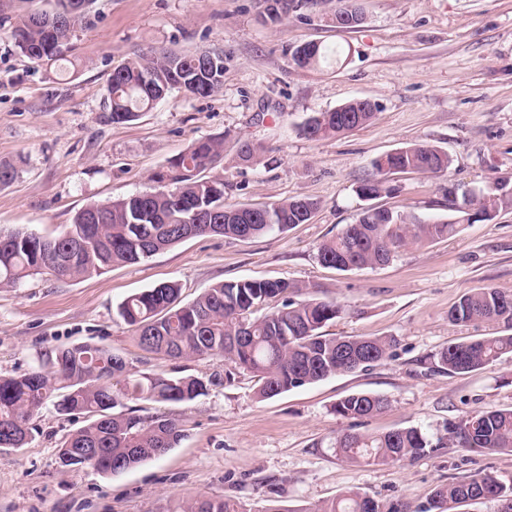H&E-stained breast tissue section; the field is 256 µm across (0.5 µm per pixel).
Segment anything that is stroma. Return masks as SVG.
<instances>
[{
	"label": "stroma",
	"instance_id": "1",
	"mask_svg": "<svg viewBox=\"0 0 512 512\" xmlns=\"http://www.w3.org/2000/svg\"><path fill=\"white\" fill-rule=\"evenodd\" d=\"M355 28L331 24L334 0L308 19L263 21L264 0H93L63 66L23 56L10 36L16 17L54 0H0V162L16 167L0 185V232L54 236L76 213L148 190L151 176L203 137L220 136L213 170L228 205L317 200L305 224L249 239L204 235L139 263L58 280L38 275L0 288V376L38 368L46 351L94 344L122 356L131 372H180L208 380L187 403L130 401L138 414L165 415L180 443L118 473L62 466V441L84 426L45 404L27 445L0 450V512H173L200 496L228 497L282 512H312L357 487L382 503L417 508L434 490L475 472L512 484V452L441 448L397 465L359 466L333 443L346 431L418 427L445 434L479 410L512 407V356L467 374L435 358L449 344L498 334L495 325H457L449 309L476 288L512 293V208L472 222L448 205V189L512 184V0H356ZM314 42L342 50V63L314 69L290 61ZM224 54V84L210 98L175 91L134 120L115 123L106 108L112 70L137 50ZM357 98L374 102L372 121L350 133L311 140L305 119ZM261 145L239 160L241 142ZM426 143L448 154L446 173L395 174L396 194L377 206L458 232L400 251L385 266L342 272L323 266L318 246L355 223L368 200L357 187L381 154ZM288 279L343 308L329 336H391L384 361L259 399L251 374L224 380L223 361L172 360L143 350L117 313L127 296L164 282L190 302L217 283ZM354 393L387 398L371 417L336 415Z\"/></svg>",
	"mask_w": 512,
	"mask_h": 512
}]
</instances>
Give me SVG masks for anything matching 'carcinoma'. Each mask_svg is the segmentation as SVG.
Here are the masks:
<instances>
[{
  "mask_svg": "<svg viewBox=\"0 0 512 512\" xmlns=\"http://www.w3.org/2000/svg\"><path fill=\"white\" fill-rule=\"evenodd\" d=\"M90 0H56L53 11L30 12L12 26L16 47L36 62L66 60L75 29L82 23ZM266 20L277 23L293 11L305 17V0H265ZM291 60L300 68H318L340 61V52L314 43L294 48ZM224 54L199 50L191 54L166 49L138 51L112 71L107 86L108 118L114 123L132 120L151 110L169 93L207 98L221 90ZM340 113L315 112L300 127L310 139L337 136L356 129L339 119ZM224 150V139L207 137L151 177L147 191L79 211L66 232L45 237L34 232L0 233V288H17L27 278L48 274L76 279L100 274L114 265L135 264L189 237L223 235L248 239L282 232L305 224L319 208L317 201L295 198L262 207L256 218L246 206L224 204V180L203 173ZM447 153L426 143H415L386 153L372 165L376 178L359 185L356 194L372 199L394 191L390 176L408 170L440 174L447 171ZM476 221H490L512 208V188L495 182L465 199ZM457 224L425 223L412 215L367 207L356 223L318 246L319 260L339 271L388 264L401 250L451 236ZM78 252L70 265L58 258ZM342 307L320 298L296 283L228 281L183 303L180 287L162 283L135 293L118 306L119 317L133 327L146 350L172 359L208 356L258 378V397L273 398L294 388L331 376L370 367L384 360L395 345L392 337L325 336L321 329L340 317ZM455 324H501L508 333L450 344L436 354L438 367L450 374L480 370L504 355H512V293L484 287L460 297L448 311ZM45 364L20 376H0V449L21 448L32 438L31 420L45 400L57 397L61 415L86 416V424L69 435L58 458L63 466L90 465L102 473H121L162 456L176 446L178 424L159 416L113 412L125 400L179 403L205 394L207 384L192 375L130 374L124 358L91 344L55 348L45 353ZM122 386L112 390V380ZM387 400L357 393L334 406L336 414L361 419L380 412ZM417 427L381 434L348 432L336 437L335 449L358 465L397 464L441 447ZM448 444L512 452V408L477 411L448 427ZM512 500V485L477 473L438 487L428 505L416 512H445L450 501ZM182 512H287L279 508L254 509L230 498L201 496ZM313 512H407L398 503H380L357 488L342 492Z\"/></svg>",
  "mask_w": 512,
  "mask_h": 512,
  "instance_id": "carcinoma-1",
  "label": "carcinoma"
}]
</instances>
